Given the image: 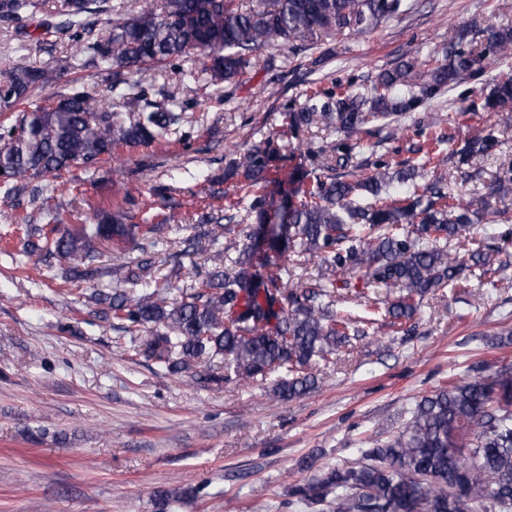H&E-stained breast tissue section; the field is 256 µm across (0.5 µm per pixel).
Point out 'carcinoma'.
Listing matches in <instances>:
<instances>
[{"label": "carcinoma", "mask_w": 512, "mask_h": 512, "mask_svg": "<svg viewBox=\"0 0 512 512\" xmlns=\"http://www.w3.org/2000/svg\"><path fill=\"white\" fill-rule=\"evenodd\" d=\"M36 8L34 0H0V21L19 22ZM122 11L107 0H62L60 21L43 26L72 42L64 68L30 61L29 46L19 41L15 62L0 71V112L18 113L13 124L0 125V202L14 205L31 179L90 169L116 148L149 144L177 124L175 92L162 102L143 100L129 123L112 111L152 82L164 64L202 55L212 83L232 82L262 48L364 34L407 8L406 0H163L159 6L139 0L135 14L124 18ZM108 13L116 15L110 28L94 34L95 19ZM471 33L470 26L451 30L448 56L427 71L401 60L362 92L340 89L324 99L314 94L300 111L285 114L295 130L317 122L340 138L306 149L319 159V173L299 182L288 202L287 230L267 241L271 256L238 241L232 224L281 219L267 201L274 159L269 143L252 146L229 164L230 176L238 178L232 190L221 195L201 187L209 212L182 238L180 253L195 254L206 240L223 265L203 263L186 286L179 285L180 264L165 282L157 281L163 224L101 220L50 231L26 224L20 252L76 262L62 272L65 283L116 281L118 287L95 289L86 302L101 318L138 335L133 352L158 371L215 385L233 378L269 380L275 398L300 396L315 383L312 367L335 363L339 349L366 338L371 326L386 327L392 336L408 334L427 292L460 289L476 300L480 293L468 291L471 278L491 288L500 281L496 250L473 235V203L448 192L442 174L448 157L441 149L448 136L419 123L413 148L418 160L395 168L383 159L363 160L378 143L360 137L369 125L393 127L418 102L467 82L485 60L512 52V27L488 25L480 42ZM87 68L109 81L111 103L79 86L55 103L36 96L62 71ZM511 101L509 75L493 85L484 106ZM497 144L491 132L475 135L460 152L461 161ZM511 195L512 174L489 184L479 200L487 223L497 221L491 200ZM116 238L134 244L140 258L129 261L117 250L112 265H94ZM312 261L319 266L315 278L297 274ZM351 267L363 271L364 285L385 289L384 302L361 311L346 306L364 297L344 276ZM171 289L179 297L168 305L164 294ZM364 444L357 462L322 470L291 495L311 512H512V364L486 377L448 378L415 404L405 426L388 440ZM196 495L190 488L165 490L157 512Z\"/></svg>", "instance_id": "carcinoma-1"}]
</instances>
